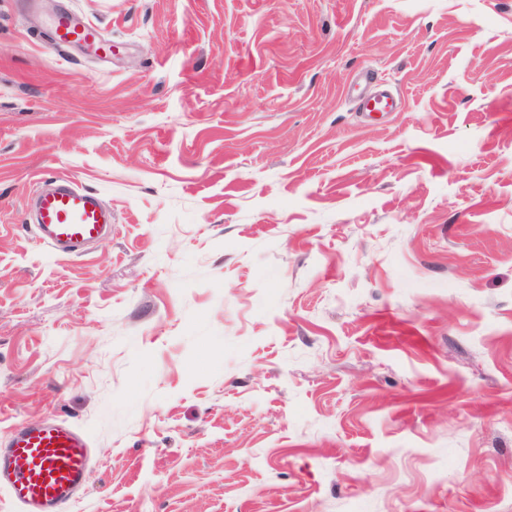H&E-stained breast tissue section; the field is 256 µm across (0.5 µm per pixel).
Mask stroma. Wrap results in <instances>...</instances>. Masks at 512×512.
<instances>
[{
  "instance_id": "obj_1",
  "label": "stroma",
  "mask_w": 512,
  "mask_h": 512,
  "mask_svg": "<svg viewBox=\"0 0 512 512\" xmlns=\"http://www.w3.org/2000/svg\"><path fill=\"white\" fill-rule=\"evenodd\" d=\"M57 417L72 512H512V0H0V441ZM98 28L91 24H81L70 13L58 16L54 26V41L59 47L69 46L74 42L99 43L104 51H111L112 45L101 43ZM34 228L44 244L67 255L84 254L85 248L112 233V212L93 191L67 179L39 186L33 194Z\"/></svg>"
}]
</instances>
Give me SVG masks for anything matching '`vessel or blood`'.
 <instances>
[{"label":"vessel or blood","instance_id":"b4317fda","mask_svg":"<svg viewBox=\"0 0 512 512\" xmlns=\"http://www.w3.org/2000/svg\"><path fill=\"white\" fill-rule=\"evenodd\" d=\"M98 28L62 13L54 26V41L96 43ZM34 228L44 244L67 255L112 232V213L93 191L58 179L38 188L33 200ZM92 440L87 429L60 419L18 425L0 447V489H6L22 512H63L85 490L92 471Z\"/></svg>","mask_w":512,"mask_h":512}]
</instances>
